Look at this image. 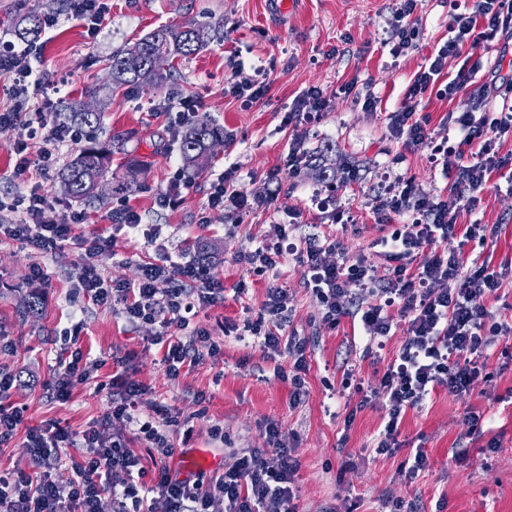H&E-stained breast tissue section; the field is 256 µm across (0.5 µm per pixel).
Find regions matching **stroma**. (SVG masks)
<instances>
[{
	"label": "stroma",
	"instance_id": "35a3bbf8",
	"mask_svg": "<svg viewBox=\"0 0 512 512\" xmlns=\"http://www.w3.org/2000/svg\"><path fill=\"white\" fill-rule=\"evenodd\" d=\"M105 3L104 23L92 39L58 0H26L29 11L59 16L57 26L41 33L30 58L33 77L41 85L29 93L32 103H47L64 120L68 104L79 101L100 112L92 136L112 152L104 183H130L141 228L113 229L106 214L118 197L109 190L86 203L66 195L58 175L46 178L36 171L30 183L41 184L54 204L47 220L79 210L86 220L78 234L113 236L112 247L96 261L106 280H133L148 261L208 264L224 284V300L198 309L189 326L210 332L208 340L199 342L200 351L215 343L221 354L217 362L168 376L162 362L165 346L157 341L164 333L160 324L129 322L120 305L101 307L78 293L83 260L77 246L42 254L0 236V342L6 345L0 368L22 376L6 402L23 409L26 424L0 444V471L28 469L26 428L57 422L80 432L110 410L114 361L121 357L127 375L148 389L141 415H148L154 402L178 413L181 424L170 438L184 451L182 464L190 481L206 482L223 473L234 463V450L266 447L265 426L272 421L298 462L299 512H381L391 497L415 501L421 512H512V363L503 356L512 351V338L500 339L487 362L495 399L485 396L481 382L462 396L437 389L423 407L407 411L399 427L400 450L388 456L369 450L384 421L381 399L363 403L360 393L343 389L342 381L350 364L364 382L376 381L405 339L404 324L396 325L380 356H362L351 347V319L335 329L325 325L300 267L287 260L280 283L291 295V325L314 347L307 394L296 405L286 380L290 358L268 359L252 337L240 341L224 333L225 325L241 331L260 315L270 282L251 275L237 258L271 237L275 225H287L293 237L312 232L333 237L347 256L362 255L385 266L378 245L383 232L371 206L390 159L402 150L386 131L385 114L436 46L447 40L446 0H416L413 17L422 40L417 50L398 58L388 46L398 0H295L287 13L278 10L277 0ZM167 24H210L214 30L207 46L180 61L174 77L160 86L133 90L108 85L113 53ZM233 48L245 68L262 65L269 71L268 90L257 102L243 104L224 94L230 73L227 52ZM349 82L359 95L379 98L377 111H364L340 94ZM312 86L332 94L319 123L283 125L295 98ZM181 94L201 99L205 120L223 127L226 138L212 150L179 204L162 208L155 201L157 193L167 190L174 172L185 166L179 133L169 118ZM26 135L20 126L0 127V196L28 190L29 183L12 177L13 148ZM295 138L309 151L324 154L327 178L303 169L298 177L284 178L288 195L276 207L244 217L205 210L207 182L230 167L250 194H265L267 172L283 165ZM350 165L360 171L354 183L346 179ZM398 171L425 191L451 192V179L425 153L408 155ZM480 198L476 210L460 213L458 221L498 225L497 239L484 250L501 274L500 287L487 305L512 318V163L492 174ZM348 217L353 227L342 228ZM37 265L48 272V280L34 278ZM242 280L249 290L239 297L234 287ZM33 299L39 302L34 311L28 308ZM69 347L81 349L98 369L91 380H73L70 399L60 403L51 399L47 383L57 357ZM472 411L485 416L478 435L472 434L467 419ZM350 413L355 419L349 424L345 418ZM493 438L499 446L491 451L487 443ZM414 448L424 449L432 467L409 483L399 469Z\"/></svg>",
	"mask_w": 512,
	"mask_h": 512
}]
</instances>
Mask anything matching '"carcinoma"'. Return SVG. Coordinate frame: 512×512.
<instances>
[{
    "label": "carcinoma",
    "instance_id": "carcinoma-1",
    "mask_svg": "<svg viewBox=\"0 0 512 512\" xmlns=\"http://www.w3.org/2000/svg\"><path fill=\"white\" fill-rule=\"evenodd\" d=\"M21 22L24 26L18 29L20 38H37L40 31L37 15L29 14ZM209 39V28L205 26H161L132 47L112 55V81L118 86H157L163 82L164 76L154 66L156 59H186L203 49ZM71 109L72 120L82 127L92 128L100 120L99 113L89 112L81 105L74 104ZM216 143H224V128L203 120L181 136L179 151L187 166L199 169ZM109 160L110 154L95 143L81 148L61 175L65 192L81 200L97 198L98 184L107 172Z\"/></svg>",
    "mask_w": 512,
    "mask_h": 512
}]
</instances>
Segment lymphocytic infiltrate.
<instances>
[{"mask_svg": "<svg viewBox=\"0 0 512 512\" xmlns=\"http://www.w3.org/2000/svg\"><path fill=\"white\" fill-rule=\"evenodd\" d=\"M415 0H399L392 16V52L407 53L418 47L421 31L412 15ZM481 46L498 47L500 54L512 52V0H476L473 7L454 9L448 19V38L429 55L426 65L410 79L393 110L385 115L391 139L400 141L401 154L392 165L402 164L407 154L425 152L431 164L440 166L453 181L449 196L434 195L399 175L386 184L373 206V213L386 234L380 244L386 249L388 266L377 269L365 258L352 259L339 250L336 240L313 233L292 242L285 225L274 227L272 238L238 261L257 276L274 284L267 290L260 328L254 329L255 343L267 358L285 354L294 361L291 400L306 396L305 374L311 344L298 331H287V289L276 286L285 255L295 256L304 282L322 308V320L338 327L345 318L358 319L369 343L384 347L395 318H403L405 340L387 364L372 393L384 396L387 421L375 440L377 454H394L398 427L408 410L421 407L436 388L449 393H469L486 369L489 348L500 338L512 336V322L497 317L487 300L498 288V275L489 260L467 256L464 247H484L497 230L485 224L459 225L461 211L479 204L478 193L493 172L506 164L499 150L512 138V79L479 78L480 68L472 52ZM33 45L8 46L0 51V94L9 97L8 108L0 109V126L19 125L28 138L16 145L13 176L26 179L31 168L55 171L61 161L62 143H79L80 131L54 119L43 108L30 103L28 58ZM457 62L449 73V62ZM438 92L454 104L444 122L454 138L433 137L428 115L418 106L427 93ZM470 105H459L461 93ZM502 101L501 108L476 111L477 103L489 98ZM38 150H31V143ZM269 192L254 197L233 172H225L210 184L205 203L209 209H230L244 215L278 202L282 182L278 171L267 177ZM51 202L41 187L10 198H0V211L17 214L16 222L0 224V235L27 248L53 253L73 241V225L83 223V212L74 210L55 222L44 219ZM459 238L454 252H437V242ZM85 272L79 291L94 304L120 303L127 320L160 323L168 329L162 361L170 377L202 365L205 356H217L218 346L200 353L180 335L189 325L195 305H214L224 300V285L199 262L148 263L132 282L108 281L98 272L95 259L110 247V240L97 236L77 240ZM51 390L60 402L71 396V381L90 379L97 365L81 350L58 358ZM145 388L124 374L112 379V410L83 430L81 435L56 423L24 428L23 411L0 407V443L26 432V454L31 471L0 474V512H101V496L111 491L117 512H215L224 504L226 512H298L293 483L298 462L280 437L276 423H267L264 448H244L234 464L207 484H192L162 468L155 485L137 484L144 474L142 458L123 430L114 427L116 417L133 419ZM81 439L85 453L74 465V476L60 483L50 474L53 451ZM112 484H105V477Z\"/></svg>", "mask_w": 512, "mask_h": 512, "instance_id": "f902f5d3", "label": "lymphocytic infiltrate"}]
</instances>
